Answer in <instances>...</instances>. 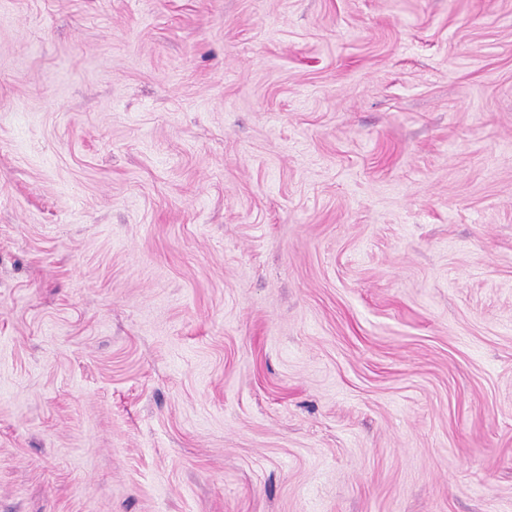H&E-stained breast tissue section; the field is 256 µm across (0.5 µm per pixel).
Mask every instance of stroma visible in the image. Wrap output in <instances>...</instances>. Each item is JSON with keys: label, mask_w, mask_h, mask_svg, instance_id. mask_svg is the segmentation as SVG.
I'll use <instances>...</instances> for the list:
<instances>
[{"label": "stroma", "mask_w": 512, "mask_h": 512, "mask_svg": "<svg viewBox=\"0 0 512 512\" xmlns=\"http://www.w3.org/2000/svg\"><path fill=\"white\" fill-rule=\"evenodd\" d=\"M0 0V512H512V0Z\"/></svg>", "instance_id": "35a3bbf8"}]
</instances>
